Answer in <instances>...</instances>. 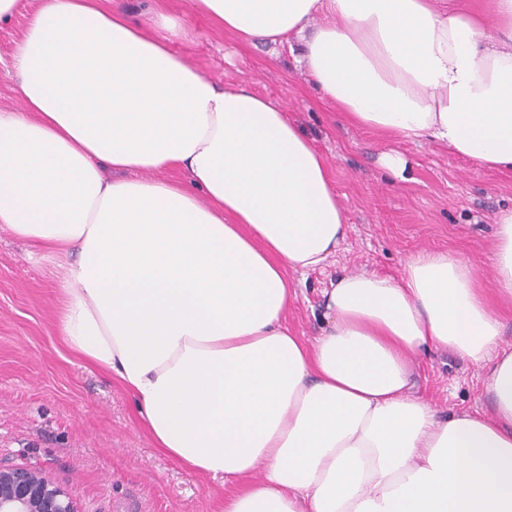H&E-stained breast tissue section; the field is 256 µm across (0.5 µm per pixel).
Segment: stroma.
Masks as SVG:
<instances>
[{"label": "stroma", "instance_id": "stroma-1", "mask_svg": "<svg viewBox=\"0 0 512 512\" xmlns=\"http://www.w3.org/2000/svg\"><path fill=\"white\" fill-rule=\"evenodd\" d=\"M0 22V108L19 109L11 59L30 10ZM176 50L222 83L249 82L282 102L330 166L348 236L336 256L299 279L288 323L313 339L324 291L361 272L399 274L420 251L449 252L472 263L477 285L492 294L512 343V301L495 296L491 246L499 214L512 208V171L477 166L450 147L389 139L343 121L322 100L287 47L241 45L207 19L189 16ZM403 176L382 163L390 151ZM27 244L0 231V459L41 469L83 512H224L223 480L192 474L155 448L135 401L111 375L64 343L57 324L61 269L28 260ZM415 392L444 414L485 404L479 371L458 355L432 349L415 358Z\"/></svg>", "mask_w": 512, "mask_h": 512}]
</instances>
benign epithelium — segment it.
<instances>
[{
	"instance_id": "obj_1",
	"label": "benign epithelium",
	"mask_w": 512,
	"mask_h": 512,
	"mask_svg": "<svg viewBox=\"0 0 512 512\" xmlns=\"http://www.w3.org/2000/svg\"><path fill=\"white\" fill-rule=\"evenodd\" d=\"M0 512H82L77 501L43 472L0 462Z\"/></svg>"
}]
</instances>
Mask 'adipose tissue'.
<instances>
[{
  "instance_id": "adipose-tissue-1",
  "label": "adipose tissue",
  "mask_w": 512,
  "mask_h": 512,
  "mask_svg": "<svg viewBox=\"0 0 512 512\" xmlns=\"http://www.w3.org/2000/svg\"><path fill=\"white\" fill-rule=\"evenodd\" d=\"M189 3L241 44H287L351 124L512 170V0ZM185 37L115 0H37L16 44L0 230L63 259L67 347L188 471H261L224 512H512V345L473 265L420 252L397 278L340 277L298 336L289 275L347 237L328 165L283 105L189 65ZM492 260L512 300V210ZM430 347L480 372L486 408L413 394Z\"/></svg>"
}]
</instances>
